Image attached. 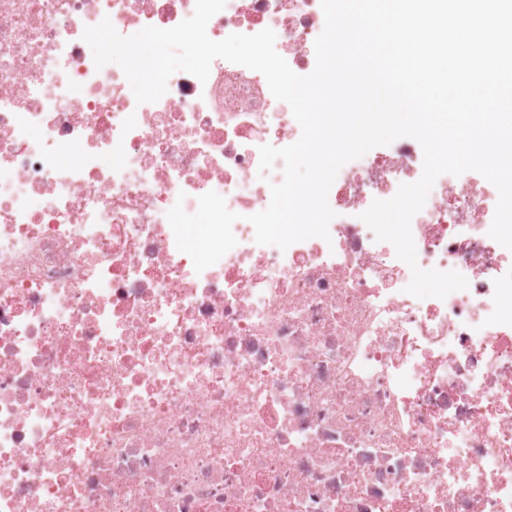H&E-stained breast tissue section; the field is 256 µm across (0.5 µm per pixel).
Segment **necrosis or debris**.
I'll return each mask as SVG.
<instances>
[{"label": "necrosis or debris", "mask_w": 512, "mask_h": 512, "mask_svg": "<svg viewBox=\"0 0 512 512\" xmlns=\"http://www.w3.org/2000/svg\"><path fill=\"white\" fill-rule=\"evenodd\" d=\"M194 8L0 0V512H512L497 188L441 175L411 220L418 266L468 282L442 299L362 219L421 178L408 136L339 170L328 238L257 244L290 106L223 59L140 104L83 39ZM324 26L320 0H227L207 33L272 29L307 75ZM210 191L238 243L199 273L167 213Z\"/></svg>", "instance_id": "necrosis-or-debris-1"}]
</instances>
